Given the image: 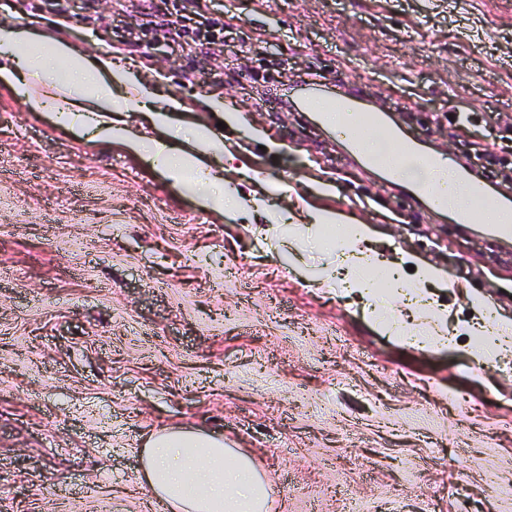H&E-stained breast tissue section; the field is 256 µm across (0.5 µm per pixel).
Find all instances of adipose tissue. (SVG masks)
<instances>
[{
	"mask_svg": "<svg viewBox=\"0 0 512 512\" xmlns=\"http://www.w3.org/2000/svg\"><path fill=\"white\" fill-rule=\"evenodd\" d=\"M43 47L45 57L27 58L32 81L45 77V64L63 61L85 82L100 83L112 73V59L99 56L88 60L61 39H38L20 27L0 25V86L11 89L20 78L15 65L25 47ZM56 123L73 131L93 130L98 139L124 145L145 154L153 170L172 179L184 173L197 175V197L202 207L224 204L230 211L242 209L243 201L233 195L217 199L213 187L219 173L211 171L202 155L176 151L169 138L144 141L126 121L114 115L108 95H98L93 106H69L55 113ZM141 460L149 492L163 502L169 512H266L270 492L259 473L244 456L226 448L220 436L166 427L152 432L141 450Z\"/></svg>",
	"mask_w": 512,
	"mask_h": 512,
	"instance_id": "1",
	"label": "adipose tissue"
}]
</instances>
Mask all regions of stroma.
<instances>
[{
	"instance_id": "stroma-1",
	"label": "stroma",
	"mask_w": 512,
	"mask_h": 512,
	"mask_svg": "<svg viewBox=\"0 0 512 512\" xmlns=\"http://www.w3.org/2000/svg\"><path fill=\"white\" fill-rule=\"evenodd\" d=\"M176 2L223 35H184ZM1 22L110 54L179 100L178 149L221 125L225 192L266 210L201 209L141 155L0 89V512H166L140 447L169 425L249 457L269 512H512V350L477 368L464 330L481 299L512 324V254L383 183L315 113L265 100L365 90L424 151L475 156L500 197L512 0H0ZM324 210L368 225L400 288L417 267L447 272L453 287L424 293L448 342L416 344L414 322L388 333L347 291L345 242L295 239Z\"/></svg>"
}]
</instances>
